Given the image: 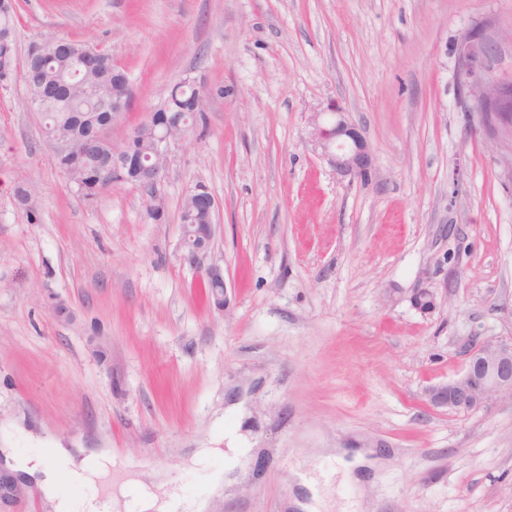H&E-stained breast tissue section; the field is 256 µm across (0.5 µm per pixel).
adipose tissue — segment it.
Segmentation results:
<instances>
[{"label":"adipose tissue","mask_w":512,"mask_h":512,"mask_svg":"<svg viewBox=\"0 0 512 512\" xmlns=\"http://www.w3.org/2000/svg\"><path fill=\"white\" fill-rule=\"evenodd\" d=\"M110 461L111 457L105 451L78 458L66 448L51 449L46 456H21L11 448L0 450V466L10 474L36 478L53 512H116V498L89 490ZM65 479L81 491L80 499H73L63 491L61 482Z\"/></svg>","instance_id":"adipose-tissue-1"}]
</instances>
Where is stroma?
Listing matches in <instances>:
<instances>
[{"instance_id": "35a3bbf8", "label": "stroma", "mask_w": 512, "mask_h": 512, "mask_svg": "<svg viewBox=\"0 0 512 512\" xmlns=\"http://www.w3.org/2000/svg\"><path fill=\"white\" fill-rule=\"evenodd\" d=\"M16 15L18 56L71 39L127 71L114 146L183 78L206 104L155 188L90 204L23 69L0 89V448L134 459L95 483L124 502L155 473L193 498L226 448L249 449L209 512H295L310 479L324 512H359L344 473L374 448V512H512V399L457 414L426 397L468 337H512V175L460 99L455 54L474 27L511 31L512 0H16ZM330 105L371 149L365 178L312 145ZM198 188L223 309L181 257Z\"/></svg>"}]
</instances>
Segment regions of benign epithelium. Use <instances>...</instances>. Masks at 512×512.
<instances>
[{
    "label": "benign epithelium",
    "instance_id": "1",
    "mask_svg": "<svg viewBox=\"0 0 512 512\" xmlns=\"http://www.w3.org/2000/svg\"><path fill=\"white\" fill-rule=\"evenodd\" d=\"M497 42L484 30L475 29L457 47L460 62L459 85L467 103V111L477 114L489 148L508 170H512V74H491L488 60L496 53ZM86 66L100 65L105 52L87 47L74 54ZM132 91L125 85L112 94V125L117 124L130 105ZM312 142L321 150L336 171L346 176H358L370 171L373 160L369 145L361 130L339 110L315 112L312 115ZM151 134L153 150L144 156L138 146V129H133L122 146L112 148L104 156L103 178H125L136 174L142 187L152 189L163 176L171 145L181 140L190 128L184 116L175 112H151L141 125ZM181 249L183 260L204 272L207 283L215 284L214 303L217 308L227 305V285L223 270L208 262L216 234V224H183ZM413 306L423 315L432 314L437 297L432 288H419L412 297ZM512 399V339L496 336H473L465 347L460 372L448 381L432 387L429 403L454 413H470L493 401Z\"/></svg>",
    "mask_w": 512,
    "mask_h": 512
}]
</instances>
